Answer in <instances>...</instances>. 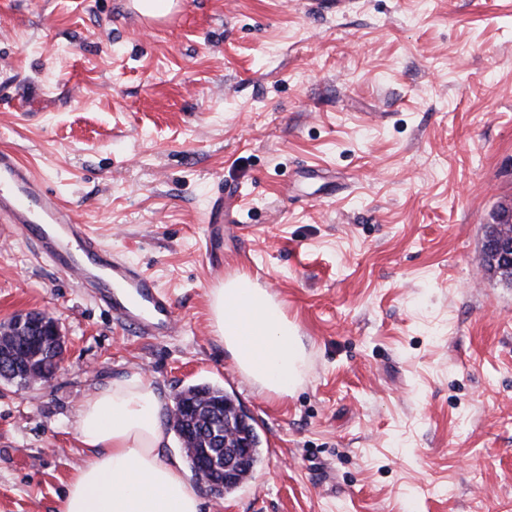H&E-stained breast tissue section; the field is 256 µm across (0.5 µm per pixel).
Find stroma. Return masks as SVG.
Masks as SVG:
<instances>
[{
	"mask_svg": "<svg viewBox=\"0 0 512 512\" xmlns=\"http://www.w3.org/2000/svg\"><path fill=\"white\" fill-rule=\"evenodd\" d=\"M0 0V148L179 322L122 325L30 239L0 238V321L47 311L57 373L0 381V512H54L88 460L77 409L139 372L223 387L264 449L202 512H512V288L486 224L512 207V0ZM237 191L213 257L219 187ZM243 273L298 328L284 397L234 366L209 293Z\"/></svg>",
	"mask_w": 512,
	"mask_h": 512,
	"instance_id": "35a3bbf8",
	"label": "stroma"
}]
</instances>
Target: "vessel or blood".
Wrapping results in <instances>:
<instances>
[{
    "label": "vessel or blood",
    "instance_id": "obj_1",
    "mask_svg": "<svg viewBox=\"0 0 512 512\" xmlns=\"http://www.w3.org/2000/svg\"><path fill=\"white\" fill-rule=\"evenodd\" d=\"M0 236L22 235L60 271L87 288L123 325L143 336L170 335L175 324L171 296L139 267L112 254L88 225L51 201L18 157L0 150Z\"/></svg>",
    "mask_w": 512,
    "mask_h": 512
}]
</instances>
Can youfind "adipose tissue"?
I'll use <instances>...</instances> for the list:
<instances>
[{
    "instance_id": "obj_1",
    "label": "adipose tissue",
    "mask_w": 512,
    "mask_h": 512,
    "mask_svg": "<svg viewBox=\"0 0 512 512\" xmlns=\"http://www.w3.org/2000/svg\"><path fill=\"white\" fill-rule=\"evenodd\" d=\"M213 325L236 369L278 395L295 387L303 352L281 306L249 276L212 289ZM167 400L134 373L81 402L75 439L88 461L68 479L55 512H201L180 458L166 454Z\"/></svg>"
}]
</instances>
